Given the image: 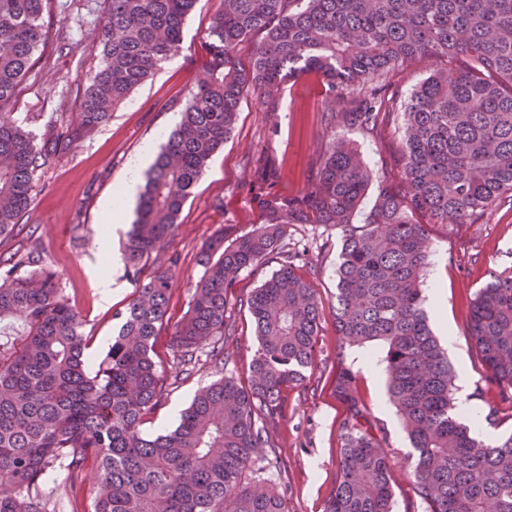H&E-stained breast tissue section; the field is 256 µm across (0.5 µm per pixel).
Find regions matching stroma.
<instances>
[{
  "label": "stroma",
  "mask_w": 512,
  "mask_h": 512,
  "mask_svg": "<svg viewBox=\"0 0 512 512\" xmlns=\"http://www.w3.org/2000/svg\"><path fill=\"white\" fill-rule=\"evenodd\" d=\"M107 6V0H54L45 18L47 44L36 53L34 69L17 87L9 106L16 123L35 138L45 135L55 113L77 118L83 87L100 63L92 31ZM218 6L219 0H197L184 21L179 52L136 88L94 136L76 140L62 159L35 173L28 215L13 235L0 237L4 258L41 243L71 305L85 322L95 357H104L121 325L117 314L125 310L135 290L121 261L122 243L135 219L132 204L107 244L108 253L119 258L110 269L117 288L105 301L95 286L94 270L104 256L99 244L102 206L125 177L131 160L147 149L159 152L179 124L189 91L210 61L204 36ZM455 66L446 58L410 61L390 76L386 95L404 100L432 70ZM328 93L326 82L309 73L285 84L275 112H267L255 96L242 100L231 138L193 187L166 246L179 257L169 290L170 323H177L187 311L190 289L203 274L198 263L203 245L224 225L245 230L259 223V190L292 196L307 186L331 135L324 122ZM400 123L393 113L376 130L352 129L345 136L358 146L370 168L392 176ZM218 197L224 200L220 209L213 206ZM429 230L432 257L423 288L425 294L437 291L443 297V315L454 335L448 360L458 374L457 390L473 401L480 414L499 410L502 422L493 428L494 437L511 434L512 405L504 403L497 387L488 382L486 368L467 338V318L468 302L477 289L491 276L512 270V201L503 200L483 223L433 224ZM342 237L336 226L293 224L285 240L288 251L300 253L297 270L324 306L315 367L303 382L285 390L284 413L276 428L271 471L281 483L288 512H324L337 482L338 423L345 407L334 390L339 363L331 305ZM237 325L229 348L230 370L244 382L257 341L248 312L238 314ZM348 361L370 414L384 432V450L394 463L395 512H410L408 459L413 449L389 400L384 366L378 356L364 350L351 351ZM215 377V371L206 366L187 381L172 385L167 403L147 415L144 434L174 429L196 390ZM62 479V468H54L43 487L46 512H90L101 492L95 468L84 472L77 503L66 497Z\"/></svg>",
  "instance_id": "35a3bbf8"
}]
</instances>
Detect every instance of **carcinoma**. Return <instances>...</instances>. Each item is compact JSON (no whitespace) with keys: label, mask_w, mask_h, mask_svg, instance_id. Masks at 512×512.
Wrapping results in <instances>:
<instances>
[{"label":"carcinoma","mask_w":512,"mask_h":512,"mask_svg":"<svg viewBox=\"0 0 512 512\" xmlns=\"http://www.w3.org/2000/svg\"><path fill=\"white\" fill-rule=\"evenodd\" d=\"M51 0H0V237L21 223L34 174L63 157L75 136L95 134L182 42L196 0H109L95 28L101 62L82 95L77 126L37 141L6 112L47 38ZM211 61L157 154L125 243L136 288L105 356L94 362L83 319L59 275L35 250L0 258V512H45L40 487L63 465L75 491L99 472L94 512H288L274 475L262 476L283 413V392L313 368L322 304L285 249L291 224L343 229L332 313L336 327L338 480L326 512H394L392 460L347 364L377 350L389 399L414 455L411 492L422 512H512V433L476 437L455 412L457 375L428 324L423 283L436 224H479L512 193V0H222L206 33ZM250 45L244 66L238 53ZM420 58L461 59L436 70L403 102L387 77ZM329 87L331 130H373L403 116L397 178L373 172L353 143L333 137L293 196L260 195L261 223L226 227L201 251L203 268L175 325L174 377L231 361L230 314L246 308L257 339L248 384L233 374L198 389L177 427L152 438L144 418L164 405L168 377L153 345L168 322L178 257L167 253L178 215L213 154L232 134L242 99L273 112L291 76ZM378 195L355 222L367 187ZM275 263L247 298L234 288L250 267ZM28 267L17 273L20 266ZM467 331L487 377L512 401V271L479 288Z\"/></svg>","instance_id":"obj_1"}]
</instances>
